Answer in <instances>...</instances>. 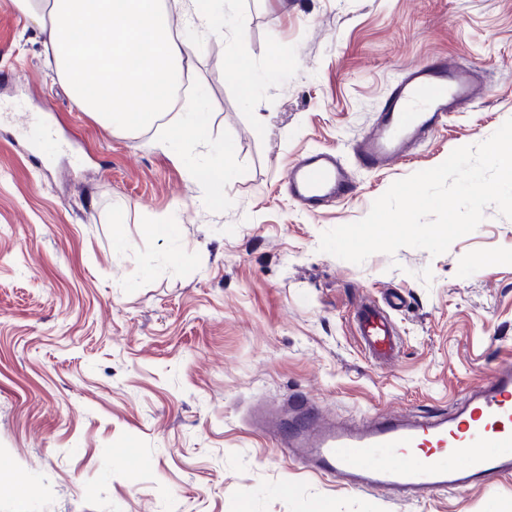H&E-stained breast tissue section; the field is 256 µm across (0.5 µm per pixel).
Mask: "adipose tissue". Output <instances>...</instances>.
<instances>
[{"label":"adipose tissue","instance_id":"1","mask_svg":"<svg viewBox=\"0 0 512 512\" xmlns=\"http://www.w3.org/2000/svg\"><path fill=\"white\" fill-rule=\"evenodd\" d=\"M172 27L166 0H9L49 32L55 74L79 111L114 129L153 126L192 68L184 28L223 34L236 0H210Z\"/></svg>","mask_w":512,"mask_h":512}]
</instances>
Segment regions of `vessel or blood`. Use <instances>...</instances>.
Instances as JSON below:
<instances>
[{
	"mask_svg": "<svg viewBox=\"0 0 512 512\" xmlns=\"http://www.w3.org/2000/svg\"><path fill=\"white\" fill-rule=\"evenodd\" d=\"M485 93L475 69L437 57L403 70L376 114L372 130L357 144L359 167L380 170L408 160L413 147L431 138L452 113ZM291 199L310 214L356 189L339 157L309 151L285 176ZM357 334L374 359L399 351L390 317L371 302L355 312ZM287 447L322 476L358 488L396 493L448 491L512 473V367L495 368L488 381L450 415L410 419L389 415L354 426L321 423L307 400H296Z\"/></svg>",
	"mask_w": 512,
	"mask_h": 512,
	"instance_id": "b4317fda",
	"label": "vessel or blood"
}]
</instances>
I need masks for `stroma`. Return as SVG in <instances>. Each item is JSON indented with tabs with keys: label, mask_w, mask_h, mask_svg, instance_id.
<instances>
[{
	"label": "stroma",
	"mask_w": 512,
	"mask_h": 512,
	"mask_svg": "<svg viewBox=\"0 0 512 512\" xmlns=\"http://www.w3.org/2000/svg\"><path fill=\"white\" fill-rule=\"evenodd\" d=\"M187 37L178 109L208 124L171 146L169 118L114 131L78 111L47 31L0 0V480L29 489L0 491V512L512 508V475L415 501L352 488L250 421L298 398L333 420L450 410L512 359V220L495 207L435 257L318 249L394 181L512 118V0H239L223 34ZM240 55L250 73L230 66ZM437 56L481 68L485 98L410 162L355 167L393 80ZM227 145L235 177L199 202ZM317 149L352 164L357 192L312 215L282 183ZM393 291L402 348L382 364L351 317Z\"/></svg>",
	"instance_id": "1"
}]
</instances>
